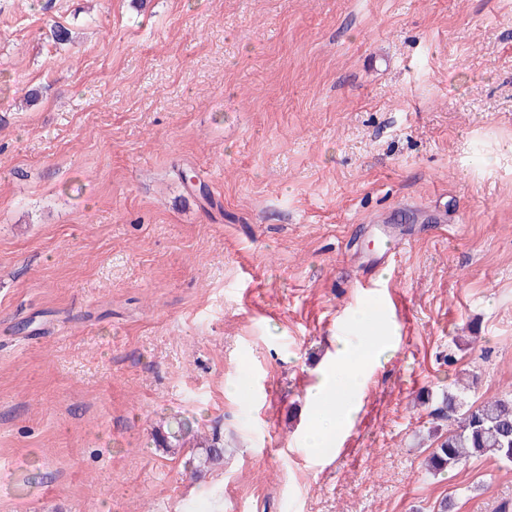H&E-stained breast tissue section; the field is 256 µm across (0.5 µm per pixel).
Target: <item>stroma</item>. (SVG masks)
I'll use <instances>...</instances> for the list:
<instances>
[{"label":"stroma","mask_w":512,"mask_h":512,"mask_svg":"<svg viewBox=\"0 0 512 512\" xmlns=\"http://www.w3.org/2000/svg\"><path fill=\"white\" fill-rule=\"evenodd\" d=\"M472 373L512 392V0H0V512H499L512 465L421 468ZM402 241V239H395L394 237H389L385 243L383 248L380 251H375L374 253L363 254L359 257L360 263L362 267L367 266H376L379 267L381 265H386L389 261L394 259L397 255V245ZM387 336H370L358 348L342 345L336 360L320 374L310 389L311 422L305 443L315 454L327 455L336 447V437L355 420L359 406L356 394L365 369L379 357Z\"/></svg>","instance_id":"35a3bbf8"}]
</instances>
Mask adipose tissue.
<instances>
[{
  "instance_id": "adipose-tissue-1",
  "label": "adipose tissue",
  "mask_w": 512,
  "mask_h": 512,
  "mask_svg": "<svg viewBox=\"0 0 512 512\" xmlns=\"http://www.w3.org/2000/svg\"><path fill=\"white\" fill-rule=\"evenodd\" d=\"M385 342L384 336L377 335L356 348L339 347L335 362L321 372L310 389L311 422L305 443L315 454L331 453L339 433L355 420L359 412L356 394L364 372L377 360Z\"/></svg>"
}]
</instances>
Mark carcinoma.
Wrapping results in <instances>:
<instances>
[{
    "label": "carcinoma",
    "instance_id": "obj_1",
    "mask_svg": "<svg viewBox=\"0 0 512 512\" xmlns=\"http://www.w3.org/2000/svg\"><path fill=\"white\" fill-rule=\"evenodd\" d=\"M437 412L456 421L457 427L448 436L438 437L437 447L424 461L428 473L453 470L474 457L512 464V393L473 406L450 392Z\"/></svg>",
    "mask_w": 512,
    "mask_h": 512
}]
</instances>
